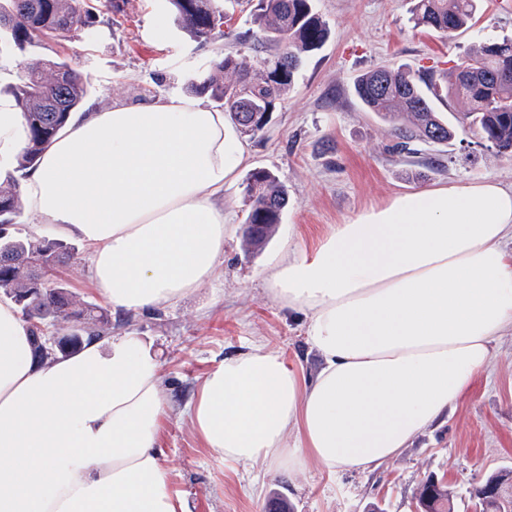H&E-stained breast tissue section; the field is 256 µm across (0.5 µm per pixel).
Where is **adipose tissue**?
I'll list each match as a JSON object with an SVG mask.
<instances>
[{"label":"adipose tissue","instance_id":"ef3b65f1","mask_svg":"<svg viewBox=\"0 0 512 512\" xmlns=\"http://www.w3.org/2000/svg\"><path fill=\"white\" fill-rule=\"evenodd\" d=\"M27 139L0 99V158ZM236 126L176 94L74 113L21 177L26 211L92 249L113 312H160L212 281L232 232L224 187L246 164ZM512 186L486 180L392 198L265 271L306 318L320 359L258 342L201 378L182 416L203 448L288 476L372 472L446 416L512 332ZM172 413L158 364L132 335L38 359L0 301V512H185L162 460Z\"/></svg>","mask_w":512,"mask_h":512}]
</instances>
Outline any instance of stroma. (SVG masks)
Returning a JSON list of instances; mask_svg holds the SVG:
<instances>
[{
    "label": "stroma",
    "mask_w": 512,
    "mask_h": 512,
    "mask_svg": "<svg viewBox=\"0 0 512 512\" xmlns=\"http://www.w3.org/2000/svg\"><path fill=\"white\" fill-rule=\"evenodd\" d=\"M313 7L329 37L296 73L263 136L244 141L248 163L224 189V217L234 232L216 278L165 311L113 315L111 333L137 336L160 365L174 409L163 460L187 512H267L278 493L294 512H368L374 503L384 512H414L415 491L431 474L449 477L458 512H474L473 488L492 470L512 467L511 333L501 336L489 370L475 377L447 418L372 473L330 474L311 461L292 479L265 464L247 475L201 448L180 416L212 366L257 341L298 357L305 373L316 371L319 358L305 343L304 315L275 301L263 282L264 270L288 244H311L328 225L350 223L401 194L485 179L512 184V156L496 153L471 132L422 146L413 156L393 153L391 124L366 111L353 92L357 77L375 66L440 72L465 48L512 37L506 0H481L475 24L453 38L414 27L410 0H313ZM253 9L248 2L228 10L223 26L199 43L178 28L167 0H133L121 20L101 14L94 36L77 32L0 54V98L8 99L25 65L57 57L86 75L88 108L185 93L217 52H242L255 62L266 57L264 45L242 38ZM258 168L285 186L288 206L265 247L249 252L242 243L246 187Z\"/></svg>",
    "instance_id": "obj_1"
}]
</instances>
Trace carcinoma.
<instances>
[{
	"mask_svg": "<svg viewBox=\"0 0 512 512\" xmlns=\"http://www.w3.org/2000/svg\"><path fill=\"white\" fill-rule=\"evenodd\" d=\"M131 0H0V49L20 50L36 40H65L90 29L101 9L121 12ZM175 21L191 39L203 42L224 24L218 0H168ZM412 21L451 37L473 25L480 0H413ZM259 40L270 55L259 66L244 57L218 54L206 73L190 80L188 89L206 95L228 112L243 135L261 133L276 101L291 88L306 58L319 50L329 34L327 23L314 11L312 0H259L252 12ZM88 83L84 74L65 59L49 60L27 68L10 89L28 128V141L16 156V170L32 168L69 116L83 104ZM354 94L363 106L393 124L400 152L414 143H446L457 128L469 129L497 153L512 155V39L493 40L468 49L443 80L431 71L414 73L404 67L376 66L357 78ZM442 98L467 101L454 126L436 110ZM251 201L243 238L247 250L263 248L280 224L288 206V192L276 176L256 169L249 177ZM22 209L20 184L9 176L0 180V255L14 264L0 268V292L25 300L21 313L48 327L83 324L87 334L112 330V313L83 303L66 281L55 273L37 283L31 262L42 260L56 268L77 262L74 246L58 238H22L11 227ZM490 482L501 486L503 496L483 504V512H512V469L490 472L473 490L479 496ZM415 499L421 512H455L454 493L443 484L427 491L420 484Z\"/></svg>",
	"mask_w": 512,
	"mask_h": 512,
	"instance_id": "cac0c4a2",
	"label": "carcinoma"
}]
</instances>
